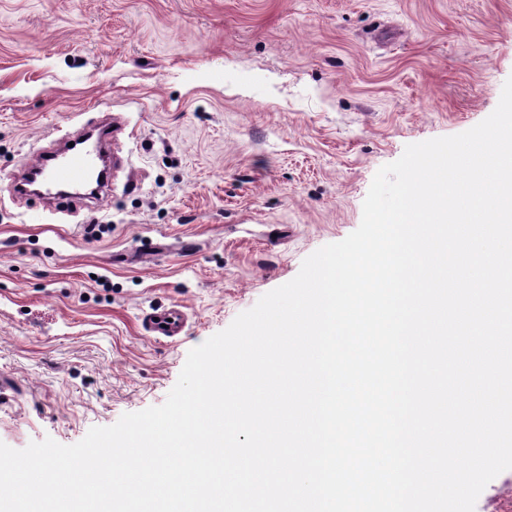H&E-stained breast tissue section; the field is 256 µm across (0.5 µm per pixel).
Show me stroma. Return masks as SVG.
<instances>
[{
	"instance_id": "35a3bbf8",
	"label": "stroma",
	"mask_w": 512,
	"mask_h": 512,
	"mask_svg": "<svg viewBox=\"0 0 512 512\" xmlns=\"http://www.w3.org/2000/svg\"><path fill=\"white\" fill-rule=\"evenodd\" d=\"M511 77L512 0H0V442L164 403L190 349L359 227L382 166ZM103 114L108 196L15 194ZM173 304L156 340L141 318ZM172 319V322H169ZM187 323V314L178 305L152 309L143 319L146 331L157 339L173 342L182 335Z\"/></svg>"
}]
</instances>
